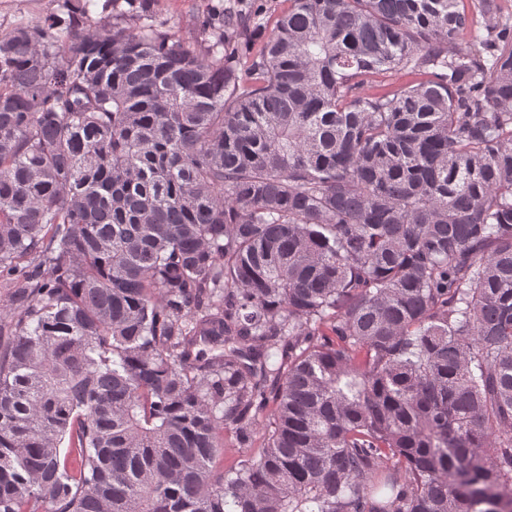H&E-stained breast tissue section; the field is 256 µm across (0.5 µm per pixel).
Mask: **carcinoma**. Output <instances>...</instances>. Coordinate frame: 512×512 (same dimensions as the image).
<instances>
[{"mask_svg": "<svg viewBox=\"0 0 512 512\" xmlns=\"http://www.w3.org/2000/svg\"><path fill=\"white\" fill-rule=\"evenodd\" d=\"M125 2L0 23V512H512V19ZM281 1L283 0H155L154 11L156 20L159 23H163V30L168 31L172 35L184 37L188 30L192 28L197 18L203 12H206L207 9L217 11L224 4V10H226L234 2L240 4L247 3L252 6L267 4V7L271 6V8L267 9L262 17V24L267 27L266 29L264 27L262 30L268 33L280 12L281 4L283 3Z\"/></svg>", "mask_w": 512, "mask_h": 512, "instance_id": "carcinoma-1", "label": "carcinoma"}]
</instances>
